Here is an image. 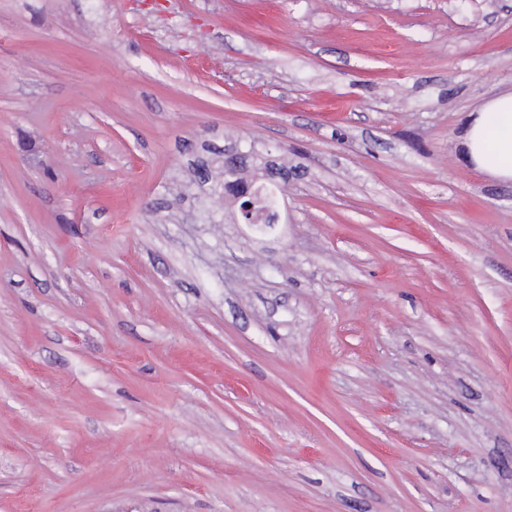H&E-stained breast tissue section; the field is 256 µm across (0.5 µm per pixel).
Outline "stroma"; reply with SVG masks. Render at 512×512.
I'll return each mask as SVG.
<instances>
[{"label":"stroma","instance_id":"35a3bbf8","mask_svg":"<svg viewBox=\"0 0 512 512\" xmlns=\"http://www.w3.org/2000/svg\"><path fill=\"white\" fill-rule=\"evenodd\" d=\"M511 90L512 0H0V512H512ZM474 113L462 137L463 154L490 177L512 181V91L490 99Z\"/></svg>","mask_w":512,"mask_h":512}]
</instances>
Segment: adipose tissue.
<instances>
[{
  "instance_id": "ef3b65f1",
  "label": "adipose tissue",
  "mask_w": 512,
  "mask_h": 512,
  "mask_svg": "<svg viewBox=\"0 0 512 512\" xmlns=\"http://www.w3.org/2000/svg\"><path fill=\"white\" fill-rule=\"evenodd\" d=\"M461 146L467 160L487 175L512 181V91L490 99L472 115Z\"/></svg>"
}]
</instances>
